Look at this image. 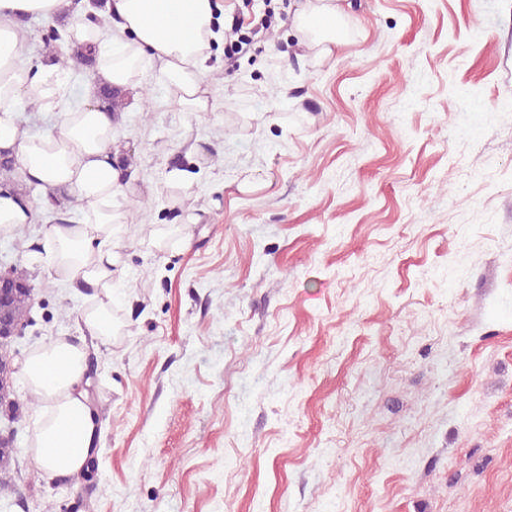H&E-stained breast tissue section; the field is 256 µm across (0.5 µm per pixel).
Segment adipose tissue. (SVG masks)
Segmentation results:
<instances>
[{"label": "adipose tissue", "mask_w": 512, "mask_h": 512, "mask_svg": "<svg viewBox=\"0 0 512 512\" xmlns=\"http://www.w3.org/2000/svg\"><path fill=\"white\" fill-rule=\"evenodd\" d=\"M67 4L0 0V152L17 155L27 179L44 193L65 189L80 203L79 221L46 226L38 259L94 298L79 313L80 336L46 344L23 366L29 388L46 402L35 420L36 460L61 477L86 469L102 437L98 411L89 400L85 339L107 343L118 333L112 319V282L120 269L112 230L125 219L114 201L126 188L122 171L112 162L119 125L112 112L93 100L37 135L21 134L15 120L21 98L48 101L65 94L67 75L57 65L34 71L19 60L26 43L25 19L54 21ZM106 8L120 18V35H104L90 24L77 30L78 40L98 48L90 88H127L145 60L159 59L180 104L192 112L214 109L199 68L213 35L212 0H107ZM341 13L337 0H305L294 22L301 29L326 32L332 42Z\"/></svg>", "instance_id": "ef3b65f1"}]
</instances>
